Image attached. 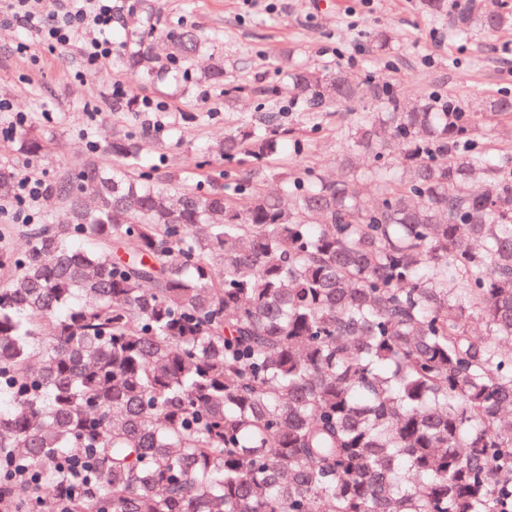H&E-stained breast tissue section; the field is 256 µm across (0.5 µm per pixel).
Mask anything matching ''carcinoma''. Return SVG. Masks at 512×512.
<instances>
[{
	"label": "carcinoma",
	"mask_w": 512,
	"mask_h": 512,
	"mask_svg": "<svg viewBox=\"0 0 512 512\" xmlns=\"http://www.w3.org/2000/svg\"><path fill=\"white\" fill-rule=\"evenodd\" d=\"M422 7L512 30L507 6ZM165 38L174 67L200 54ZM125 63L159 70L144 37ZM288 94L378 105L335 180L281 175L292 205L247 178L173 192L115 131L112 168L52 184L63 222L0 251V512H512V155L467 138L512 97L452 112L301 66ZM283 134L217 152L262 161ZM17 184L0 165V200Z\"/></svg>",
	"instance_id": "1"
}]
</instances>
